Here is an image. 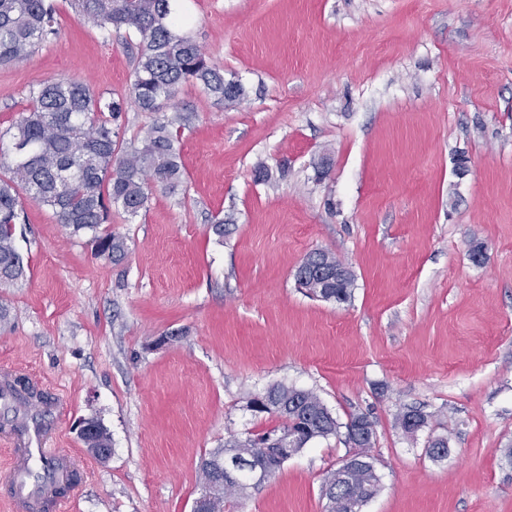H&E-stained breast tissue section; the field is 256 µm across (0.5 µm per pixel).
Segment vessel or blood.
<instances>
[{
  "label": "vessel or blood",
  "instance_id": "vessel-or-blood-1",
  "mask_svg": "<svg viewBox=\"0 0 512 512\" xmlns=\"http://www.w3.org/2000/svg\"><path fill=\"white\" fill-rule=\"evenodd\" d=\"M42 386L33 374L12 369L0 373V439L8 446V463L0 476V498L11 512H62L85 470L72 451L53 447L65 414L62 396L23 406L18 378Z\"/></svg>",
  "mask_w": 512,
  "mask_h": 512
}]
</instances>
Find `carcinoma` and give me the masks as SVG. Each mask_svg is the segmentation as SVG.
Returning a JSON list of instances; mask_svg holds the SVG:
<instances>
[{
    "label": "carcinoma",
    "mask_w": 512,
    "mask_h": 512,
    "mask_svg": "<svg viewBox=\"0 0 512 512\" xmlns=\"http://www.w3.org/2000/svg\"><path fill=\"white\" fill-rule=\"evenodd\" d=\"M70 6L107 37L125 28L136 33L132 97L105 96L73 79H55L29 88V107L9 128V153L0 152V288L25 275L23 258L15 244L16 224L23 213L22 197L53 211L58 223L72 234L90 231L95 253L114 263L127 254L126 239L97 234L110 223L112 208L136 215L146 208L149 185L168 192L183 183L178 138L185 117L179 110L144 130L138 143L124 150L113 140L128 103L143 112L163 111L185 83H195L220 100L234 102L244 95L242 85L224 79V70L208 61L200 46L179 34L170 0H69ZM59 24L51 0H0V65L25 59L57 36ZM336 270V257L323 250L307 253L296 272L313 280L312 269ZM264 413L279 425L257 436L262 440L280 432L297 431L295 452L306 443L337 433L338 424L320 398L311 391L276 385L265 393ZM237 453L251 455L250 465L272 469L283 466L273 448H256L252 439L232 437L201 461L214 508L224 512V459ZM324 489L335 499L374 497L380 491L372 458L336 469L324 479Z\"/></svg>",
    "instance_id": "cac0c4a2"
}]
</instances>
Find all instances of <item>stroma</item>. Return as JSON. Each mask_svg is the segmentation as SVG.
I'll return each instance as SVG.
<instances>
[{
  "label": "stroma",
  "mask_w": 512,
  "mask_h": 512,
  "mask_svg": "<svg viewBox=\"0 0 512 512\" xmlns=\"http://www.w3.org/2000/svg\"><path fill=\"white\" fill-rule=\"evenodd\" d=\"M54 2L58 35L0 66V131L49 80L129 94L135 39L102 38ZM172 12L245 97L179 88L185 179L138 215L113 209L123 261L28 201L27 271L0 288V367L23 363L69 398L60 447L81 449L85 418L112 439L109 458L83 452L68 512H191L202 459L276 426L247 406L275 384L314 391L340 428L224 512H327L323 479L352 455L344 427L362 413L381 483L363 512H512V0ZM317 249L351 271L348 301L297 288ZM409 406L428 416L412 435L397 421Z\"/></svg>",
  "instance_id": "1"
}]
</instances>
